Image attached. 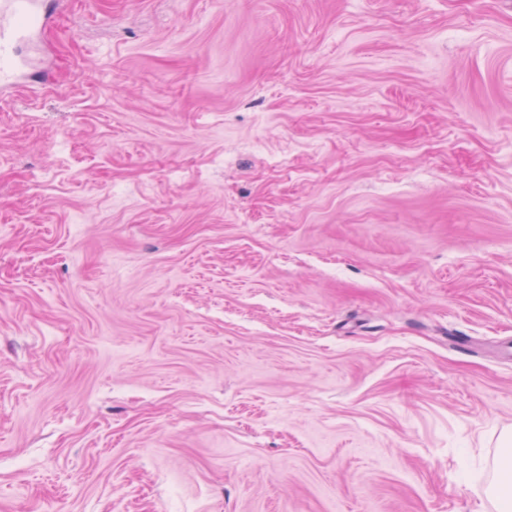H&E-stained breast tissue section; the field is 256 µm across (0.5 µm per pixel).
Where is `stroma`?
<instances>
[{
  "label": "stroma",
  "instance_id": "35a3bbf8",
  "mask_svg": "<svg viewBox=\"0 0 512 512\" xmlns=\"http://www.w3.org/2000/svg\"><path fill=\"white\" fill-rule=\"evenodd\" d=\"M0 95V512H496L512 0H48Z\"/></svg>",
  "mask_w": 512,
  "mask_h": 512
}]
</instances>
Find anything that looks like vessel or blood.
Instances as JSON below:
<instances>
[{
	"mask_svg": "<svg viewBox=\"0 0 512 512\" xmlns=\"http://www.w3.org/2000/svg\"><path fill=\"white\" fill-rule=\"evenodd\" d=\"M39 18V0H0V89L13 83L16 37L28 32Z\"/></svg>",
	"mask_w": 512,
	"mask_h": 512,
	"instance_id": "vessel-or-blood-1",
	"label": "vessel or blood"
}]
</instances>
